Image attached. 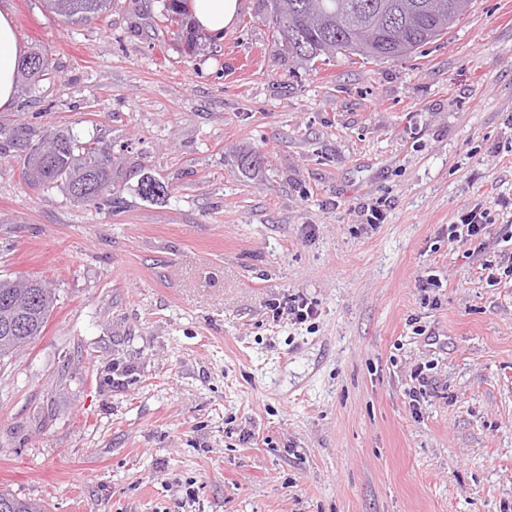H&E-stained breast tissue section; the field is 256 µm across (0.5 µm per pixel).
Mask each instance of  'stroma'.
Segmentation results:
<instances>
[{
    "label": "stroma",
    "instance_id": "1",
    "mask_svg": "<svg viewBox=\"0 0 512 512\" xmlns=\"http://www.w3.org/2000/svg\"><path fill=\"white\" fill-rule=\"evenodd\" d=\"M242 2L187 56L161 0L77 23L0 0L55 67L0 124L126 156L94 206L0 155V278L58 297L0 361V490L47 512H512V0L409 60L316 70ZM475 204L477 253L448 240ZM297 295L316 318L273 320ZM137 192L142 199L148 201L160 200L166 198L171 189L165 183L157 180L149 174H143L137 183Z\"/></svg>",
    "mask_w": 512,
    "mask_h": 512
}]
</instances>
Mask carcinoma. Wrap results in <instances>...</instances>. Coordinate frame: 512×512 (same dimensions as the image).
I'll use <instances>...</instances> for the list:
<instances>
[{
  "instance_id": "carcinoma-1",
  "label": "carcinoma",
  "mask_w": 512,
  "mask_h": 512,
  "mask_svg": "<svg viewBox=\"0 0 512 512\" xmlns=\"http://www.w3.org/2000/svg\"><path fill=\"white\" fill-rule=\"evenodd\" d=\"M47 11L68 22L88 20L110 9L112 0H43ZM190 0H163L161 21L187 55L195 53L197 35L191 22ZM272 37L288 54L315 66L335 53L366 62L407 59L421 47L447 36L467 16L472 0H266ZM41 66L33 69L19 61L20 91L37 88L54 72L46 52H38ZM17 156L24 180L35 184L59 183L85 205L112 199L114 175L122 157L93 138L81 140L71 133L37 136L18 125L0 126V155L20 145ZM139 196L148 201L170 194L169 186L144 174L137 183ZM56 294L43 280L0 278V359L9 357L41 336L55 309ZM0 512H45L44 505L0 491Z\"/></svg>"
}]
</instances>
